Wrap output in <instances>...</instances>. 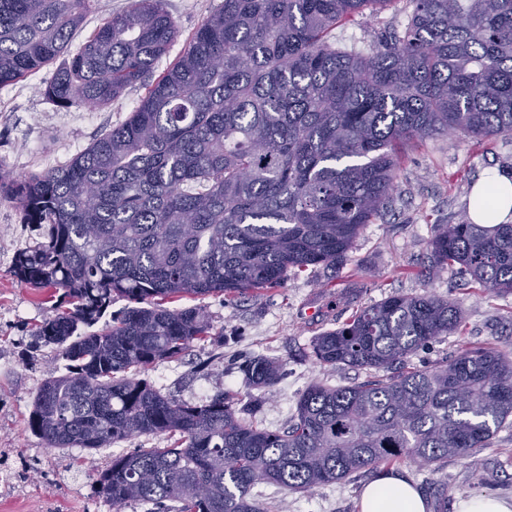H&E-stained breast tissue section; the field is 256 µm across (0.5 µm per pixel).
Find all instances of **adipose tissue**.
I'll return each mask as SVG.
<instances>
[{
	"label": "adipose tissue",
	"mask_w": 512,
	"mask_h": 512,
	"mask_svg": "<svg viewBox=\"0 0 512 512\" xmlns=\"http://www.w3.org/2000/svg\"><path fill=\"white\" fill-rule=\"evenodd\" d=\"M469 215L475 224L512 221V173L486 171L474 184ZM359 512H427L426 501L408 478L392 470L365 486Z\"/></svg>",
	"instance_id": "obj_1"
}]
</instances>
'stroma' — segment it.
<instances>
[{
	"label": "stroma",
	"mask_w": 512,
	"mask_h": 512,
	"mask_svg": "<svg viewBox=\"0 0 512 512\" xmlns=\"http://www.w3.org/2000/svg\"><path fill=\"white\" fill-rule=\"evenodd\" d=\"M222 0H166L179 35L162 66L172 64L199 26ZM410 11L405 0H388L336 29V44L361 51L388 30L404 29ZM54 66L0 87V167L25 175L59 167L106 129L122 123L141 90L129 91L111 106H61L44 89ZM489 168L512 170V134L477 144L461 136L418 141L401 160L393 202L384 219L366 225L342 264L289 273L281 288L227 301L201 299L214 335L223 347L196 342L186 357L145 372L163 393L195 403L219 391L254 393L250 416L258 427L279 431L296 413L299 396L312 384L344 387L370 379L366 370L320 367L310 358L315 336L344 323L357 308L393 294H429L451 298L462 310L466 330L442 337L419 351L416 365L453 357L466 347L494 346L512 353V294L488 296L451 270L429 274L425 243L436 224L456 223L474 181ZM39 225L26 223L12 202L0 200V471L12 483L0 485V512H113L95 493L93 479L113 457L136 448L164 445L161 437L122 441L85 453L77 448H46L27 427L34 394L46 379L65 372L55 345L34 344L35 326L56 315L55 291L32 288L12 274L18 251L40 239ZM263 355L285 361L282 381L251 390L238 369L243 359ZM479 472L451 458L434 469L401 460L397 466L421 492L444 486L449 503L492 494L512 501V425L499 429L489 447L477 449ZM364 473L353 480L308 492L287 493L269 483L256 484L254 497L287 512H359L357 502L371 482Z\"/></svg>",
	"instance_id": "35a3bbf8"
}]
</instances>
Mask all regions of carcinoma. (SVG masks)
<instances>
[{
    "instance_id": "obj_1",
    "label": "carcinoma",
    "mask_w": 512,
    "mask_h": 512,
    "mask_svg": "<svg viewBox=\"0 0 512 512\" xmlns=\"http://www.w3.org/2000/svg\"><path fill=\"white\" fill-rule=\"evenodd\" d=\"M389 0H224L163 74L178 26L165 0H131L56 68L46 96L106 107L146 93L124 122L66 166L15 178L9 200L43 241L13 274L62 291L34 332L66 373L43 381L27 425L45 447L89 452L135 437L165 448L112 458L96 494L121 512H270L261 482L287 492L350 480L407 459L449 457L478 471L474 449L512 425V356L465 348L430 366L412 357L463 328L451 299L391 295L315 337L321 366L375 372L347 387L310 386L282 431L244 417L221 392L193 404L139 374L211 336L185 297H238L281 287L345 256L391 203L395 169L419 140L512 133V0H406L403 32L365 51L336 46V27ZM93 0H0V86L68 50ZM432 268H458L483 290L512 293V224L435 225ZM123 298L131 303L99 332ZM285 363L255 356L239 370L270 388Z\"/></svg>"
}]
</instances>
